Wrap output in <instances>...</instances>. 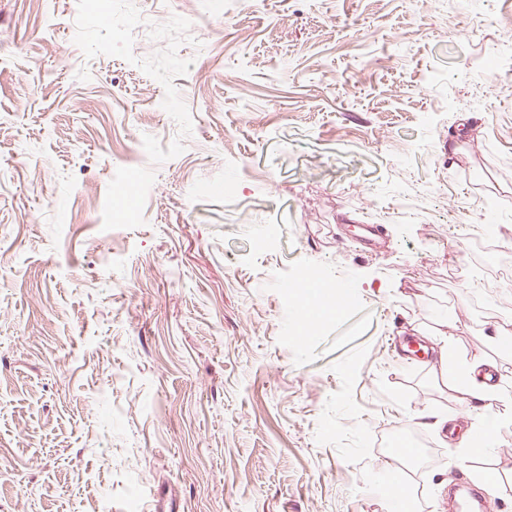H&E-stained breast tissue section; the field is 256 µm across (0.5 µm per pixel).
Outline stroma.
<instances>
[{
  "label": "stroma",
  "mask_w": 512,
  "mask_h": 512,
  "mask_svg": "<svg viewBox=\"0 0 512 512\" xmlns=\"http://www.w3.org/2000/svg\"><path fill=\"white\" fill-rule=\"evenodd\" d=\"M137 8L0 0V512H448L489 471L512 512V424L479 467L439 425L502 404L392 349L444 315L512 386V279L466 265L512 255V0ZM345 301L344 295L336 290V295L330 292L324 293V301L322 304H306L299 307L296 311V316L300 322V327L303 331L307 332L319 322L320 313L323 308H339Z\"/></svg>",
  "instance_id": "stroma-1"
}]
</instances>
